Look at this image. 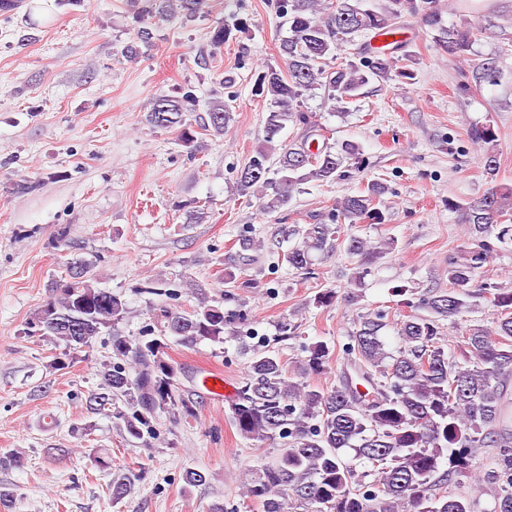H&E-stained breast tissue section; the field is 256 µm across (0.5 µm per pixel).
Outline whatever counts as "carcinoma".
I'll use <instances>...</instances> for the list:
<instances>
[{
	"label": "carcinoma",
	"instance_id": "1",
	"mask_svg": "<svg viewBox=\"0 0 512 512\" xmlns=\"http://www.w3.org/2000/svg\"><path fill=\"white\" fill-rule=\"evenodd\" d=\"M137 39L148 42V20L177 10L193 14L206 0H144ZM287 17L288 36L279 42L285 67L269 66L258 73L255 95L268 100L266 141L281 135L287 124L311 126L302 98L322 89L327 99L343 103L371 81L411 73L396 70L397 60L377 51L359 63L334 71L342 44L354 37L394 36L404 14H419L437 32L435 42L450 59L469 50V26L448 29L441 23L438 0H279ZM148 123L178 133L194 143L187 121L195 97L159 96L149 102ZM232 112L222 105L208 112L204 129L224 132ZM261 154L240 170L236 191L254 196L260 207L273 211L288 205L308 182H333L348 170L364 166L361 148L351 141L337 149L312 152L306 143L290 144L267 166ZM272 193H267V190ZM386 186L371 181L337 203L343 221L382 224L380 208ZM467 224L464 249L448 264L449 288L400 301L410 312L396 322L400 346L390 352L382 335L386 314L360 317L344 352L347 361L336 372L330 389L310 383L312 376L331 372L334 354L323 341L304 349L290 368L270 349L252 353L249 372L231 400L236 431L255 446L279 449L275 461L256 470L245 496L262 512H286L295 500L308 512H472L468 497L444 490L455 474L473 470L478 450L494 449V470L479 483L495 492L494 512H512V289L484 278V265L499 249L512 243V186L493 187L477 201L461 206ZM337 224H308L301 240L284 254L288 265L308 277L315 275L319 256L342 247L357 265L351 287H359L384 250ZM197 306L181 312L164 303L152 309V324L131 339L117 329L126 314L120 296L92 282L90 263L80 258L68 266V277L48 287V296L32 320V335L62 336L76 354L100 336H109L110 359L101 365V383L85 400L89 417L114 420L126 437L145 440L155 435L152 420L162 413L183 418L196 414L193 391L182 386V368L168 360V337L185 346L208 340L224 343L239 335L249 313L239 305L224 309L210 304L206 289L190 284ZM483 299L496 308L493 325L467 326L448 353L441 343L443 322L470 311ZM354 451L347 458L346 450ZM372 464L376 479H357L355 461ZM136 475L117 474L108 484L120 499L134 486Z\"/></svg>",
	"mask_w": 512,
	"mask_h": 512
}]
</instances>
